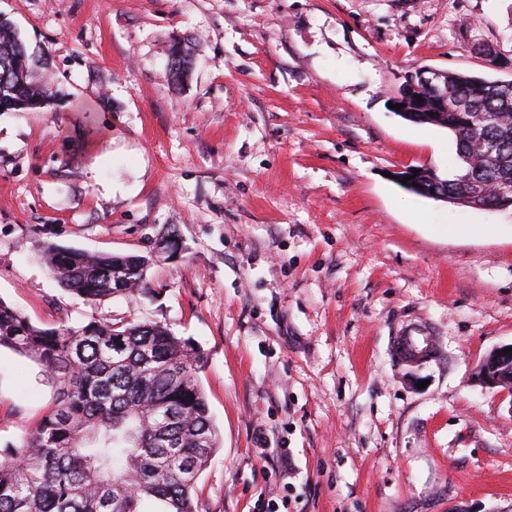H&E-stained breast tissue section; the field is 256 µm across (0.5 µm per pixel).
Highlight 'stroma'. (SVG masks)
Wrapping results in <instances>:
<instances>
[{
	"label": "stroma",
	"instance_id": "35a3bbf8",
	"mask_svg": "<svg viewBox=\"0 0 512 512\" xmlns=\"http://www.w3.org/2000/svg\"><path fill=\"white\" fill-rule=\"evenodd\" d=\"M0 17L51 89L0 112V300L45 328L160 322L202 351L220 445L201 512H512V394L475 376L512 343V208L389 176L452 177L448 131L389 104L418 67L512 79V0H0ZM170 224L178 253L94 306L39 260L148 255ZM409 324L435 333L418 366L391 352ZM56 394L0 350V452ZM168 59V73L173 81L178 82L189 70L191 65L190 48L186 44L174 41L166 49Z\"/></svg>",
	"mask_w": 512,
	"mask_h": 512
}]
</instances>
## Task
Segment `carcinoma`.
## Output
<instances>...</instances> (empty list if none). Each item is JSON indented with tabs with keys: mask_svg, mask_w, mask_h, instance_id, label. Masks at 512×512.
<instances>
[{
	"mask_svg": "<svg viewBox=\"0 0 512 512\" xmlns=\"http://www.w3.org/2000/svg\"><path fill=\"white\" fill-rule=\"evenodd\" d=\"M168 73L178 82L190 48L167 47ZM448 96L466 110L410 112L414 124L445 128L460 166L450 178L425 183L421 196L448 193L460 204L502 183L512 184V80L450 73ZM50 94L28 66L26 48L0 19V106L36 110ZM492 158L470 163L479 144ZM48 272L63 290L95 305L141 287L152 260L48 244ZM120 282L122 288L113 284ZM38 361L58 385L53 409L34 432L0 460V512H200L197 482L218 447L197 374L203 354L158 322H103L93 316L56 327L33 324L0 300V349Z\"/></svg>",
	"mask_w": 512,
	"mask_h": 512,
	"instance_id": "cac0c4a2",
	"label": "carcinoma"
}]
</instances>
